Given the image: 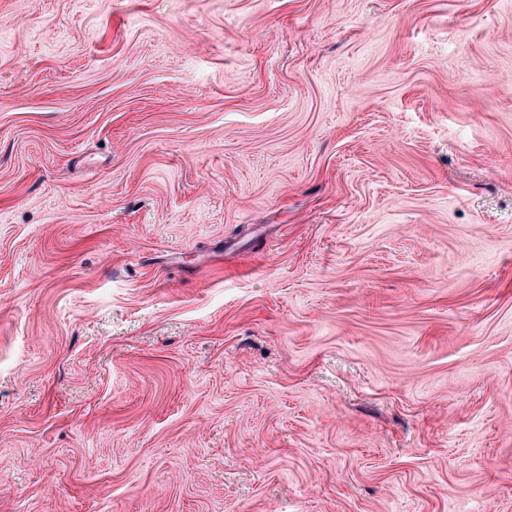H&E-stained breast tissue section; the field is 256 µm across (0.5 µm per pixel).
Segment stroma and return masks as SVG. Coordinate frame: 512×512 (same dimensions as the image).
<instances>
[{
	"mask_svg": "<svg viewBox=\"0 0 512 512\" xmlns=\"http://www.w3.org/2000/svg\"><path fill=\"white\" fill-rule=\"evenodd\" d=\"M0 512H512V0H0Z\"/></svg>",
	"mask_w": 512,
	"mask_h": 512,
	"instance_id": "stroma-1",
	"label": "stroma"
}]
</instances>
